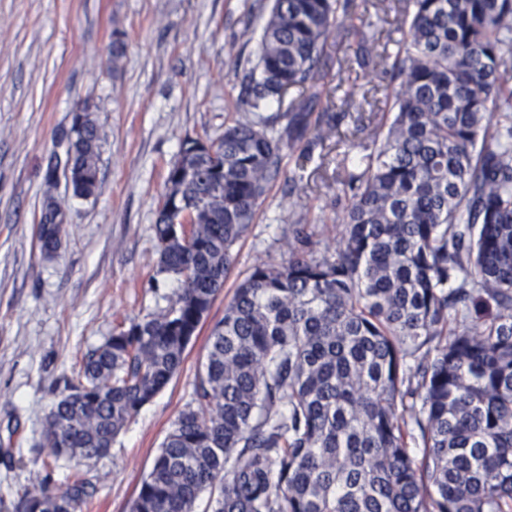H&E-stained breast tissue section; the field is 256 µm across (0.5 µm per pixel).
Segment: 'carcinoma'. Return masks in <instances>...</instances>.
Listing matches in <instances>:
<instances>
[{"label": "carcinoma", "mask_w": 512, "mask_h": 512, "mask_svg": "<svg viewBox=\"0 0 512 512\" xmlns=\"http://www.w3.org/2000/svg\"><path fill=\"white\" fill-rule=\"evenodd\" d=\"M351 0H274L245 77L243 116L214 153L185 140L169 192L194 246L158 219L167 308L87 355L44 428L55 457L105 456L171 380L235 264L233 247L278 174L281 143L307 159L329 98L323 47L360 32ZM396 88L357 157L336 161L340 239L288 225V262L259 257L211 331L193 398L131 512H512V0H408ZM294 94L269 135L271 104ZM67 147L73 195L99 188V130L81 109ZM47 195L41 251L59 244ZM94 493L43 477L17 512H77Z\"/></svg>", "instance_id": "carcinoma-1"}]
</instances>
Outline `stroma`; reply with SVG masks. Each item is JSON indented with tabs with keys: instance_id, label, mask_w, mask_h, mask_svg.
I'll return each instance as SVG.
<instances>
[{
	"instance_id": "35a3bbf8",
	"label": "stroma",
	"mask_w": 512,
	"mask_h": 512,
	"mask_svg": "<svg viewBox=\"0 0 512 512\" xmlns=\"http://www.w3.org/2000/svg\"><path fill=\"white\" fill-rule=\"evenodd\" d=\"M273 0H0V512L50 474L67 485L76 462L51 461L44 426L84 356L115 327L166 308L178 287L159 271L155 233L168 171L182 142L219 141L242 116L245 75ZM404 0H353L366 35L402 39ZM122 40L120 60L112 43ZM325 83L338 134L304 164L300 197L317 218L318 240L335 238L336 158L372 129L376 100L390 90L384 63L358 67L352 46L328 41ZM353 98H346L347 89ZM89 107L102 147L96 195L73 197L44 174L80 107ZM280 171L255 220L234 246L235 266L167 386L128 423L108 453L88 466L97 487L79 512H130L155 456L190 400L210 332L257 257L288 260L282 230L294 218ZM65 219L54 257L37 232L46 194Z\"/></svg>"
}]
</instances>
